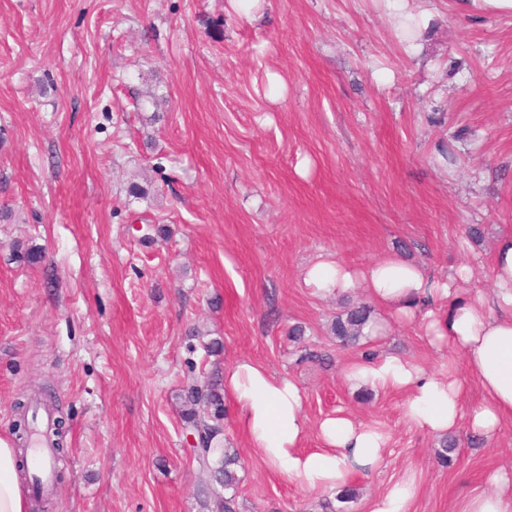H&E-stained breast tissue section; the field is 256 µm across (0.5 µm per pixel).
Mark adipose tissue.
I'll return each mask as SVG.
<instances>
[{
	"instance_id": "1",
	"label": "adipose tissue",
	"mask_w": 512,
	"mask_h": 512,
	"mask_svg": "<svg viewBox=\"0 0 512 512\" xmlns=\"http://www.w3.org/2000/svg\"><path fill=\"white\" fill-rule=\"evenodd\" d=\"M379 2L403 52L419 56L431 17L429 0H420L414 12L407 0ZM491 272L492 291L473 293L466 289L474 276L467 263L439 278L394 254L360 266L326 254L303 268L301 278L319 297L340 299L362 289L380 312L366 328L369 336H385L393 322H417L431 347L457 353L465 363L461 375L452 365L432 372L392 353L356 356L345 367L351 387L405 393L403 417L410 429L441 437L465 425L492 436L512 420V234L499 236ZM469 380L482 392L470 408L464 405ZM224 396L239 408V429L258 458L309 489L340 490L355 476L379 470L388 455L389 434L343 410L322 419L318 447H306L301 388L257 361L240 359L225 369ZM487 481L488 489L463 499L459 512H512V478L496 470ZM29 510L16 450L0 439V512Z\"/></svg>"
}]
</instances>
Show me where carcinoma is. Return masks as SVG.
I'll return each instance as SVG.
<instances>
[{
	"mask_svg": "<svg viewBox=\"0 0 512 512\" xmlns=\"http://www.w3.org/2000/svg\"><path fill=\"white\" fill-rule=\"evenodd\" d=\"M372 309L364 302H357L336 315L331 323V333L336 345L360 347L366 338L364 329L371 321ZM289 339L300 351L299 360H309L319 356L309 349L305 340V330L295 325L288 330ZM181 428L185 434L194 437V459L203 475V499L201 512H239L237 488L240 482L238 467L240 457L236 449L226 445L224 406V376L213 372L200 386L192 385L177 395ZM29 403L18 400L15 410L18 419L15 431L19 438L28 432L27 411Z\"/></svg>",
	"mask_w": 512,
	"mask_h": 512,
	"instance_id": "1",
	"label": "carcinoma"
}]
</instances>
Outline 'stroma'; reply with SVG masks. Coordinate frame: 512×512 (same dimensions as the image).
<instances>
[{"instance_id":"35a3bbf8","label":"stroma","mask_w":512,"mask_h":512,"mask_svg":"<svg viewBox=\"0 0 512 512\" xmlns=\"http://www.w3.org/2000/svg\"><path fill=\"white\" fill-rule=\"evenodd\" d=\"M431 5L415 59L373 0H268L253 19L228 0H0V438L19 396L51 389L69 428L52 512H200L174 396L243 358L301 386L310 427L344 409L391 443L341 502L262 463L228 407L240 512H371L409 473L410 512H458L488 471L512 475V424L460 427L444 466L401 394L353 389L330 334L346 304L300 282L325 253H395L492 286L512 226V15ZM140 217L166 236L140 242ZM16 241L39 258L13 260ZM295 324L325 359L298 362ZM191 325L223 352L187 353ZM369 348L448 361L416 323Z\"/></svg>"}]
</instances>
